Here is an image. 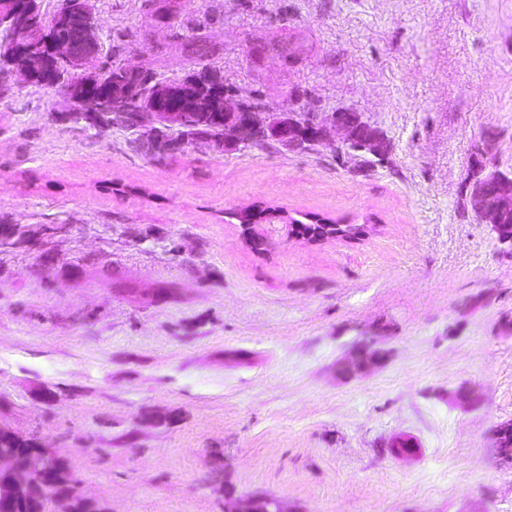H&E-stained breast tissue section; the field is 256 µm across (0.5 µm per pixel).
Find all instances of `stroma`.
Wrapping results in <instances>:
<instances>
[{
    "instance_id": "stroma-1",
    "label": "stroma",
    "mask_w": 512,
    "mask_h": 512,
    "mask_svg": "<svg viewBox=\"0 0 512 512\" xmlns=\"http://www.w3.org/2000/svg\"><path fill=\"white\" fill-rule=\"evenodd\" d=\"M170 3L157 23L153 0H94L105 53L179 79L204 28L226 86L364 113L390 161H157L61 87L11 85L0 429L63 454L102 512H512V259L458 205L475 138L512 166V0ZM311 215L371 231L313 241ZM225 512H281V509L274 499L250 496L235 499L233 505Z\"/></svg>"
}]
</instances>
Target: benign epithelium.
<instances>
[{"label":"benign epithelium","mask_w":512,"mask_h":512,"mask_svg":"<svg viewBox=\"0 0 512 512\" xmlns=\"http://www.w3.org/2000/svg\"><path fill=\"white\" fill-rule=\"evenodd\" d=\"M39 0H0V79L34 84L53 77L54 67L68 64L81 75L89 74V64L99 60L103 42L94 17L91 0H61L54 20L67 30L64 38L30 24ZM139 72L123 63L113 65L110 84L101 94L91 91V83L75 81L68 85L70 101L86 102L88 121L107 127V109L112 118L138 129L143 137L155 141L160 153L172 155L183 150L187 137L182 132L205 129V116L224 124V139L211 140V148L231 152L259 141H271L291 153H306L330 147L336 158L364 168L365 151L380 161L386 160L392 146L370 119L350 109L334 112L284 111L269 104H255L249 97L225 88L207 70L196 73L189 88L176 94L171 82H154L145 97L132 95L127 77ZM464 197L468 209L481 224H489L500 251L512 255V168L503 169L497 157V138L485 134L470 148L464 178ZM500 454L512 461V423L496 431ZM62 456L52 448L32 452L27 463L16 454L0 450V504L12 495L34 487L38 496L31 512H45L44 503L56 501L57 512H72L68 498L53 491L57 482V461ZM226 512H281L276 500L250 496L237 498Z\"/></svg>","instance_id":"benign-epithelium-1"}]
</instances>
